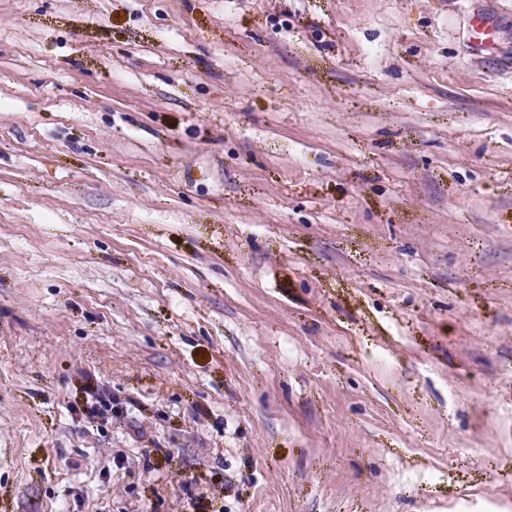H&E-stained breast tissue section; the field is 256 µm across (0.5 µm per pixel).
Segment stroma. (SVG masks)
<instances>
[{
    "mask_svg": "<svg viewBox=\"0 0 512 512\" xmlns=\"http://www.w3.org/2000/svg\"><path fill=\"white\" fill-rule=\"evenodd\" d=\"M0 512H512V0H0Z\"/></svg>",
    "mask_w": 512,
    "mask_h": 512,
    "instance_id": "35a3bbf8",
    "label": "stroma"
}]
</instances>
